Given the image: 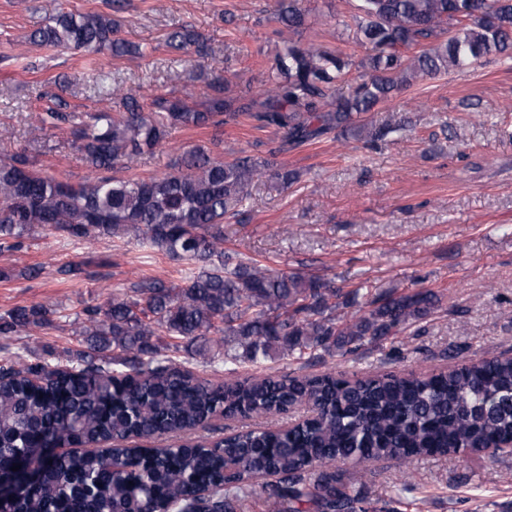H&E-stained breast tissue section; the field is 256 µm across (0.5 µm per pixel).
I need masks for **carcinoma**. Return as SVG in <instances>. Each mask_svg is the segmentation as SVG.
Instances as JSON below:
<instances>
[{
  "mask_svg": "<svg viewBox=\"0 0 512 512\" xmlns=\"http://www.w3.org/2000/svg\"><path fill=\"white\" fill-rule=\"evenodd\" d=\"M353 38L369 47L355 60L315 42L288 41L267 70L262 100L210 85L203 109L157 96L144 112L114 84L99 89L104 107L70 108L62 86L45 92L38 132L62 126L92 177L73 185L35 168L26 149L0 158V248L27 236L75 239L133 233L173 260L195 265L183 286L151 278L112 302L84 309L85 349L57 371L41 357L0 356V484L11 467L51 442L72 451L40 465L35 483L0 500V512H243L259 486L266 512H372L336 467L386 458L400 467L426 455L481 452L512 437V358L464 361L427 376L392 374L350 380L312 377L231 379L215 385L176 366L161 349L252 363L279 354L306 363L316 351L352 352L397 336L441 307L429 289L345 291L323 276L272 271L224 252V217L249 186H285L292 172L250 156L224 160L203 148L184 153L176 172L144 179L117 176L163 147L174 128L215 129L247 112L305 142L354 130L359 116L418 79L512 54V0H358ZM276 19L304 25L300 0H280ZM120 23L104 14L56 8L30 35L37 48L133 53ZM166 46L195 48L200 33H169ZM340 84L348 94L334 92ZM120 113L112 115V107ZM351 309V314L340 310ZM45 305L0 313V339L52 324ZM311 400L312 419L257 428L178 447L124 446L206 427L216 418L279 414Z\"/></svg>",
  "mask_w": 512,
  "mask_h": 512,
  "instance_id": "cac0c4a2",
  "label": "carcinoma"
}]
</instances>
